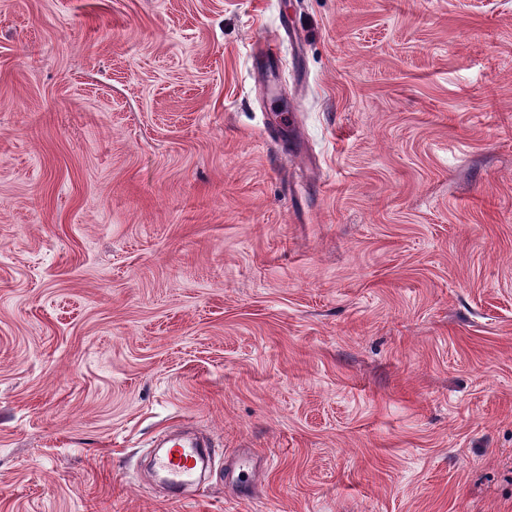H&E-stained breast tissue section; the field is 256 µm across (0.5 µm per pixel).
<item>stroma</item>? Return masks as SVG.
I'll list each match as a JSON object with an SVG mask.
<instances>
[{"label": "stroma", "instance_id": "35a3bbf8", "mask_svg": "<svg viewBox=\"0 0 512 512\" xmlns=\"http://www.w3.org/2000/svg\"><path fill=\"white\" fill-rule=\"evenodd\" d=\"M0 512H512V0H0ZM157 451L153 457V468L160 476L167 497L182 501L202 487L199 467L210 455L211 443L197 431L186 429L175 432L169 429L159 431L153 440Z\"/></svg>", "mask_w": 512, "mask_h": 512}]
</instances>
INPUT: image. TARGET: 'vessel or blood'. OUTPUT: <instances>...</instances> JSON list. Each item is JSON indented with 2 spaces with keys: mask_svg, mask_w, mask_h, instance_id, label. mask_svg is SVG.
I'll use <instances>...</instances> for the list:
<instances>
[{
  "mask_svg": "<svg viewBox=\"0 0 512 512\" xmlns=\"http://www.w3.org/2000/svg\"><path fill=\"white\" fill-rule=\"evenodd\" d=\"M156 453L153 468L160 476L170 500L182 501L189 493L199 491L202 480L201 463L211 455L209 441L197 431H159L153 440Z\"/></svg>",
  "mask_w": 512,
  "mask_h": 512,
  "instance_id": "b4317fda",
  "label": "vessel or blood"
}]
</instances>
